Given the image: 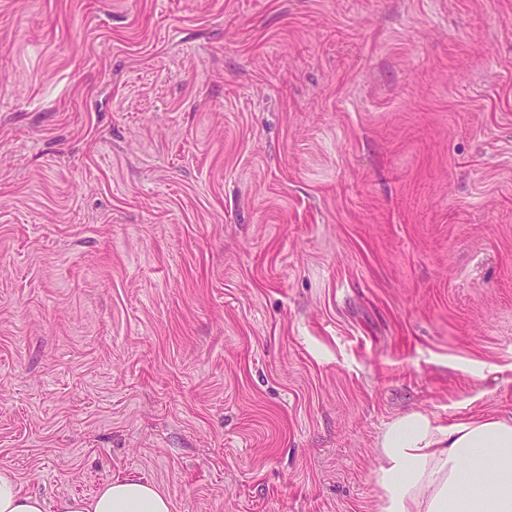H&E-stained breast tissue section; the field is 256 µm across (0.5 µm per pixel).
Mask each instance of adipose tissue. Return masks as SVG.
Returning <instances> with one entry per match:
<instances>
[{
    "label": "adipose tissue",
    "instance_id": "adipose-tissue-1",
    "mask_svg": "<svg viewBox=\"0 0 512 512\" xmlns=\"http://www.w3.org/2000/svg\"><path fill=\"white\" fill-rule=\"evenodd\" d=\"M377 512H512V417H474L449 425L412 412L387 425L377 443ZM0 466V512H46ZM55 512H172L167 494L128 475L88 499L59 498Z\"/></svg>",
    "mask_w": 512,
    "mask_h": 512
}]
</instances>
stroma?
<instances>
[{"label": "stroma", "instance_id": "stroma-1", "mask_svg": "<svg viewBox=\"0 0 512 512\" xmlns=\"http://www.w3.org/2000/svg\"><path fill=\"white\" fill-rule=\"evenodd\" d=\"M512 414V0H0V466L55 502L375 512ZM55 512H171L172 503L158 487L128 475L105 484L88 499L60 497Z\"/></svg>", "mask_w": 512, "mask_h": 512}]
</instances>
